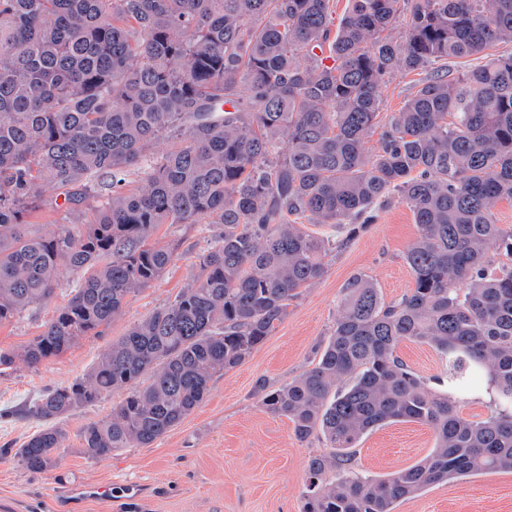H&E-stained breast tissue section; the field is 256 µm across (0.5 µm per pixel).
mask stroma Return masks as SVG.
I'll use <instances>...</instances> for the list:
<instances>
[{"instance_id": "stroma-1", "label": "stroma", "mask_w": 512, "mask_h": 512, "mask_svg": "<svg viewBox=\"0 0 512 512\" xmlns=\"http://www.w3.org/2000/svg\"><path fill=\"white\" fill-rule=\"evenodd\" d=\"M212 229L204 221L163 224L157 241L174 246V259L160 279L129 297L123 314L103 336L81 340L41 365L24 364L0 374V512H303L308 461L324 452L314 435L297 440L292 422L267 412L255 393L258 380L276 388L311 367L314 347L330 336L337 301L355 274L369 276L385 303L414 286L406 252L418 235L409 207L392 202L345 247L325 258L326 273L288 307V314L251 354L214 376L204 400L146 448H128L107 459L85 453L79 432L109 416L120 400L111 394L65 417L66 441L54 468L34 473L18 450L43 422L31 408L50 387L82 377L98 353L158 306L172 301L198 273V257ZM77 274L61 270L54 295L41 306L0 324V349H17L39 335L64 305ZM399 357L420 377L444 375V359L430 346L403 341ZM424 424L398 421L366 434L354 450L356 471L385 476L432 452ZM112 485L106 499H80L77 485ZM396 512H512V473H485L428 487L398 503Z\"/></svg>"}]
</instances>
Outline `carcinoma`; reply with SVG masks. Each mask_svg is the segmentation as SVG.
Instances as JSON below:
<instances>
[{
    "mask_svg": "<svg viewBox=\"0 0 512 512\" xmlns=\"http://www.w3.org/2000/svg\"><path fill=\"white\" fill-rule=\"evenodd\" d=\"M332 0H0V323L49 299L60 270L80 286L0 369L37 366L99 336L127 298L156 281L173 249L162 224L214 226L200 272L175 300L103 349L84 376L34 405L43 427L18 449L32 472L55 467L71 411L123 392L80 447L106 459L153 443L242 365L325 274L330 241L297 224H334L340 247L378 202L410 207L414 288L393 305L357 274L315 365L275 390L266 411L295 436L323 437L309 459L303 512H395L457 476L512 472V228L493 209L512 199V0H351L331 33ZM404 31L392 34L398 20ZM481 63L455 77L450 58ZM436 67L367 143L380 89ZM176 145L149 165L159 140ZM144 170L133 190L131 169ZM53 187L90 224L53 236L26 216ZM404 340L448 360L436 387L399 359ZM483 388L480 421L459 402ZM427 425L434 449L381 479L351 466L368 432Z\"/></svg>",
    "mask_w": 512,
    "mask_h": 512,
    "instance_id": "cac0c4a2",
    "label": "carcinoma"
}]
</instances>
